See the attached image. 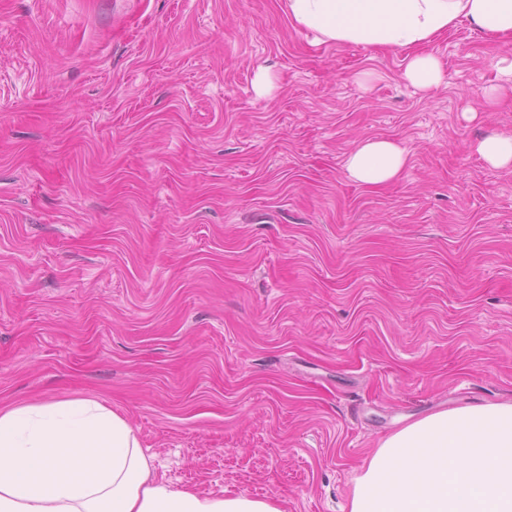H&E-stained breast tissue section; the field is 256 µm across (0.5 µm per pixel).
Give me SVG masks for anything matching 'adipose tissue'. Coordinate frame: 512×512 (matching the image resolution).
<instances>
[{
    "instance_id": "1",
    "label": "adipose tissue",
    "mask_w": 512,
    "mask_h": 512,
    "mask_svg": "<svg viewBox=\"0 0 512 512\" xmlns=\"http://www.w3.org/2000/svg\"><path fill=\"white\" fill-rule=\"evenodd\" d=\"M317 42L413 48L405 79L430 94L444 68L427 45L468 20L512 46V0H288ZM397 143L363 141L345 160L353 180L398 179ZM281 512L270 499L176 488L158 477L133 427L91 398L0 409V512ZM349 512H512V401L441 410L384 438L354 478Z\"/></svg>"
}]
</instances>
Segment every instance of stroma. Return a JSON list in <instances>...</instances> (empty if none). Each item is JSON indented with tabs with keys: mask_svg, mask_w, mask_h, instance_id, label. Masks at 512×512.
<instances>
[{
	"mask_svg": "<svg viewBox=\"0 0 512 512\" xmlns=\"http://www.w3.org/2000/svg\"><path fill=\"white\" fill-rule=\"evenodd\" d=\"M315 42L288 0H0V409L86 397L155 472L349 512L407 421L512 400L499 47ZM267 77L266 91L256 89ZM373 138L408 153L352 180ZM404 77L414 87L431 95L443 84L445 73L438 57L418 51L408 57ZM481 157L494 168L512 167V136L499 135L483 140L477 148ZM407 160L406 150L397 143L384 138L367 139L348 154L345 170L361 184L380 186L398 179Z\"/></svg>",
	"mask_w": 512,
	"mask_h": 512,
	"instance_id": "1",
	"label": "stroma"
}]
</instances>
